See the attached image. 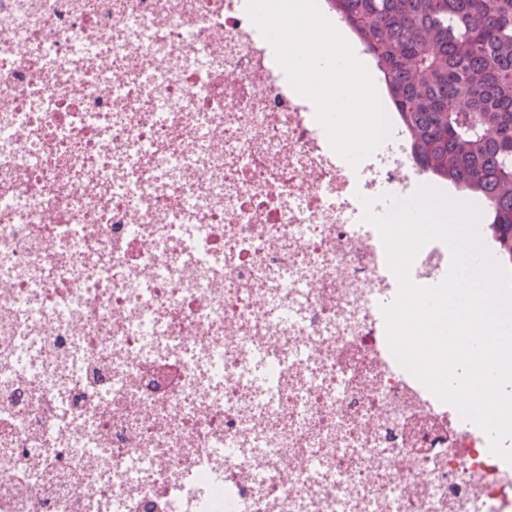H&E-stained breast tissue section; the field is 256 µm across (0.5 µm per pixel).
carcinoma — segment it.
Wrapping results in <instances>:
<instances>
[{"mask_svg": "<svg viewBox=\"0 0 512 512\" xmlns=\"http://www.w3.org/2000/svg\"><path fill=\"white\" fill-rule=\"evenodd\" d=\"M386 82L419 170L489 200L512 264V0H325Z\"/></svg>", "mask_w": 512, "mask_h": 512, "instance_id": "carcinoma-1", "label": "carcinoma"}]
</instances>
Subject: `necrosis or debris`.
Segmentation results:
<instances>
[{"instance_id": "necrosis-or-debris-1", "label": "necrosis or debris", "mask_w": 512, "mask_h": 512, "mask_svg": "<svg viewBox=\"0 0 512 512\" xmlns=\"http://www.w3.org/2000/svg\"><path fill=\"white\" fill-rule=\"evenodd\" d=\"M390 126L335 152L244 0H0V512H512L387 343Z\"/></svg>"}]
</instances>
